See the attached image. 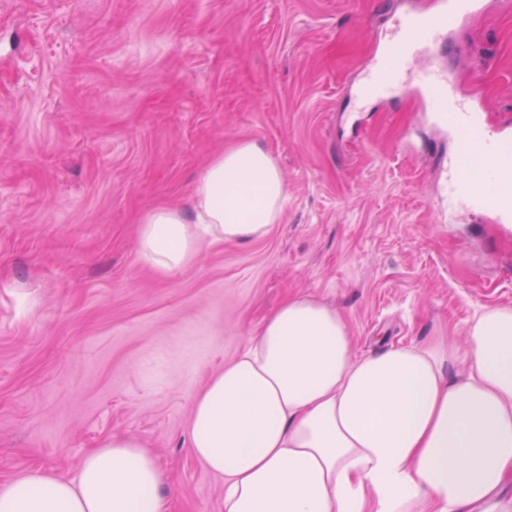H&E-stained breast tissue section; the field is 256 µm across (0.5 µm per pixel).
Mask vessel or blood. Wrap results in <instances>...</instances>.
<instances>
[{"label":"vessel or blood","instance_id":"vessel-or-blood-1","mask_svg":"<svg viewBox=\"0 0 512 512\" xmlns=\"http://www.w3.org/2000/svg\"><path fill=\"white\" fill-rule=\"evenodd\" d=\"M479 0H442L429 13L406 12L394 17L387 41L375 57L361 89L362 96L392 93L413 85L425 98L430 112L451 139L461 143L460 152L448 158V198L466 210L480 212L500 224L512 223V199L499 195L501 186L512 185V165L499 156L512 144V134L484 128L473 99L458 93L446 68L429 64L426 51L443 47L445 37L470 18ZM475 156L493 158L482 183L465 178L464 170Z\"/></svg>","mask_w":512,"mask_h":512}]
</instances>
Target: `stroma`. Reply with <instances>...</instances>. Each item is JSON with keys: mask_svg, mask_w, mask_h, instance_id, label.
I'll list each match as a JSON object with an SVG mask.
<instances>
[{"mask_svg": "<svg viewBox=\"0 0 512 512\" xmlns=\"http://www.w3.org/2000/svg\"><path fill=\"white\" fill-rule=\"evenodd\" d=\"M436 0H0V485L74 477L112 435L156 453L173 512H224L189 446L195 394L284 300L346 321L356 355L512 307V223L443 214L454 149L414 89L359 102L395 14ZM438 56L485 125L512 124V0ZM254 140L284 214L173 274L136 247L208 160Z\"/></svg>", "mask_w": 512, "mask_h": 512, "instance_id": "stroma-1", "label": "stroma"}]
</instances>
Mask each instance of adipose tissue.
Wrapping results in <instances>:
<instances>
[{
    "label": "adipose tissue",
    "mask_w": 512,
    "mask_h": 512,
    "mask_svg": "<svg viewBox=\"0 0 512 512\" xmlns=\"http://www.w3.org/2000/svg\"><path fill=\"white\" fill-rule=\"evenodd\" d=\"M286 184L253 140L217 154L189 208L138 229L163 273L205 241L246 243L281 221ZM462 362L457 375L447 365ZM190 446L224 480V512H512V307L483 308L464 347L437 339L352 355L336 310L288 299L194 399ZM155 456L103 440L75 478L34 472L0 486V512H170Z\"/></svg>",
    "instance_id": "adipose-tissue-1"
}]
</instances>
